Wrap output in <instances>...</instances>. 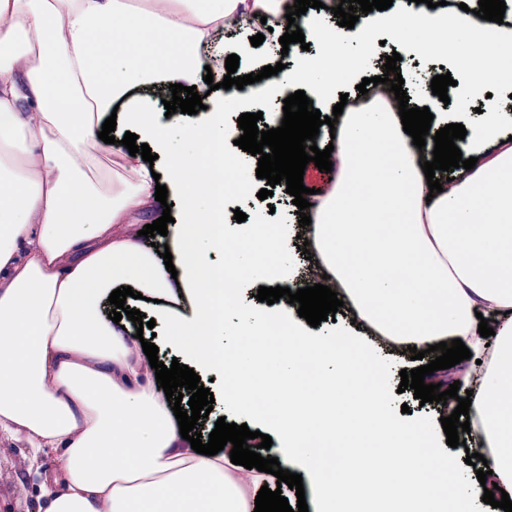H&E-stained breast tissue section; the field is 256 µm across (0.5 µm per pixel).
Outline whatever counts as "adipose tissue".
Segmentation results:
<instances>
[{"instance_id": "adipose-tissue-1", "label": "adipose tissue", "mask_w": 512, "mask_h": 512, "mask_svg": "<svg viewBox=\"0 0 512 512\" xmlns=\"http://www.w3.org/2000/svg\"><path fill=\"white\" fill-rule=\"evenodd\" d=\"M284 0H0V432L23 435L32 463L59 452L42 491L41 512H254L274 475L233 464L229 450L196 453L180 435L132 321L116 325L102 312L110 293L132 287L126 304L164 326L169 347L195 372L232 371L280 389L293 401L276 413L281 468L302 474L315 493L314 512H448L480 500L483 489L438 471L440 431L388 410L389 393L375 386L352 400L348 383L375 374L368 339L334 348L288 320V305L244 306L237 314L241 347L227 348L224 291L209 253L224 246L223 201L206 170L238 164V185L253 177L226 143L225 112L245 110L271 95L310 87L331 101L337 81L359 70L354 46L369 47L387 31L409 37L417 53L452 54L459 62L450 93L456 106L512 71V27L499 29L496 49L482 51L484 30L470 14L394 0L361 15L354 28L326 26L319 15L297 17L305 37L325 47L316 59L262 81L210 96L201 120L183 123L192 147L174 151L157 101L144 90L189 81L216 32L253 16L280 14ZM110 38H102L103 30ZM115 117V143L98 134ZM508 118L489 104L485 119L457 146L475 168H456L430 194L417 149L404 132L398 102L346 111L335 125L340 174L333 190L315 195L308 242L353 317L371 336L420 350L461 339L488 349L480 377L464 374L475 452L488 462L486 481L512 489V136ZM139 143L165 159L168 194L182 207L164 239L174 258L167 271L159 247L143 245L137 215L160 209L150 165L119 140ZM382 151L360 164L355 145ZM369 192H361L363 184ZM376 224L389 234L373 233ZM357 245L368 262L350 261ZM245 274L257 284L281 283L290 252L288 228L258 233ZM394 276L373 272L372 263ZM288 325L277 353L248 352L269 319ZM494 333L481 337L480 319ZM313 361V379L296 372ZM348 448L351 460L326 459ZM379 464L385 494L365 493L363 475Z\"/></svg>"}]
</instances>
